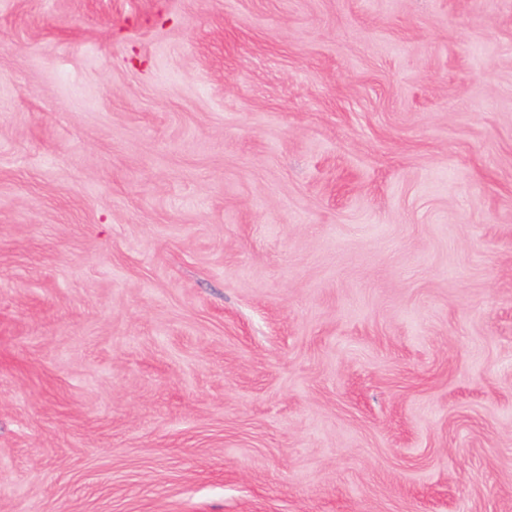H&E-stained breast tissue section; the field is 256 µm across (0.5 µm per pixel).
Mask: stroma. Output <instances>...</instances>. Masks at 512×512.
<instances>
[{"label": "stroma", "mask_w": 512, "mask_h": 512, "mask_svg": "<svg viewBox=\"0 0 512 512\" xmlns=\"http://www.w3.org/2000/svg\"><path fill=\"white\" fill-rule=\"evenodd\" d=\"M0 512H512V0H0Z\"/></svg>", "instance_id": "stroma-1"}]
</instances>
